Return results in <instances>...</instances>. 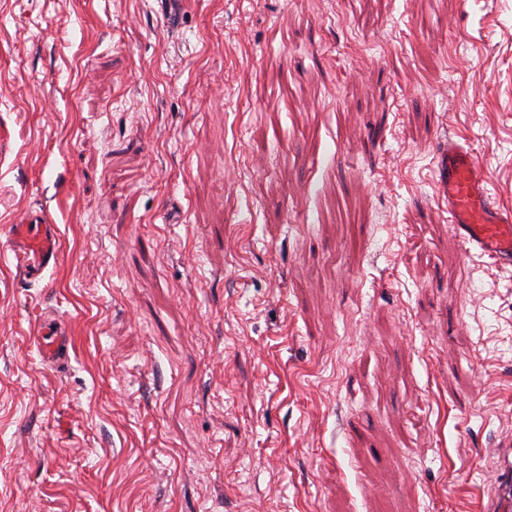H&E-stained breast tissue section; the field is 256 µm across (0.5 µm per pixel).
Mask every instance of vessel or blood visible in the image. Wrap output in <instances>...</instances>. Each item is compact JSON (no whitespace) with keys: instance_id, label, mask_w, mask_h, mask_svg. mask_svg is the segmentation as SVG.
I'll return each mask as SVG.
<instances>
[{"instance_id":"obj_1","label":"vessel or blood","mask_w":512,"mask_h":512,"mask_svg":"<svg viewBox=\"0 0 512 512\" xmlns=\"http://www.w3.org/2000/svg\"><path fill=\"white\" fill-rule=\"evenodd\" d=\"M434 162L454 235L472 254L489 257L499 268H512V210L496 204L476 152L452 139ZM9 246L19 277L30 282L40 281L59 258L56 227L41 214L11 225ZM35 342L48 364H63L68 357L71 338L57 321H43Z\"/></svg>"}]
</instances>
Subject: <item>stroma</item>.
<instances>
[{
	"mask_svg": "<svg viewBox=\"0 0 512 512\" xmlns=\"http://www.w3.org/2000/svg\"><path fill=\"white\" fill-rule=\"evenodd\" d=\"M450 137L512 208V0H0V512H490L512 270ZM434 162L454 235L472 254L512 268V210L496 204L476 152L448 138ZM9 246L17 261L19 277L29 282H39L44 272L55 266L59 258L56 225L50 224L42 214L25 217L22 224L10 226ZM68 330L54 320L43 321L37 331V336H33L40 355L48 364L61 365L68 357L71 338Z\"/></svg>",
	"mask_w": 512,
	"mask_h": 512,
	"instance_id": "1",
	"label": "stroma"
}]
</instances>
